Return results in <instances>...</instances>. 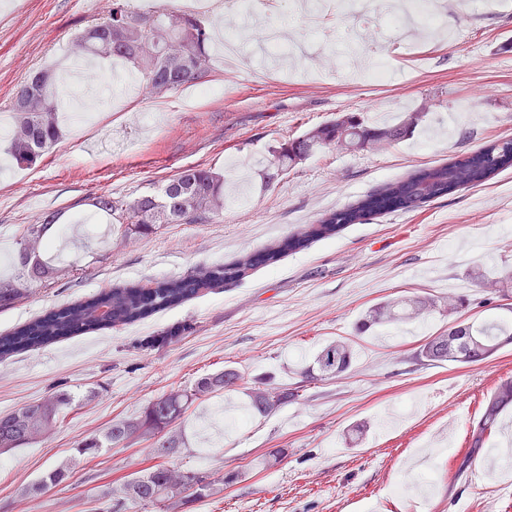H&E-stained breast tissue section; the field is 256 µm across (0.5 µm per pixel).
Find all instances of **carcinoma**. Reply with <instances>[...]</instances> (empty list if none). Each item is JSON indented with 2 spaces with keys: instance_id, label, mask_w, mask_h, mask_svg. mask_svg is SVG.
<instances>
[{
  "instance_id": "cac0c4a2",
  "label": "carcinoma",
  "mask_w": 512,
  "mask_h": 512,
  "mask_svg": "<svg viewBox=\"0 0 512 512\" xmlns=\"http://www.w3.org/2000/svg\"><path fill=\"white\" fill-rule=\"evenodd\" d=\"M208 41L204 22L194 14L181 10L135 12L126 0H113L109 16L78 35L76 52L87 57L119 58L130 63L137 70L145 91L159 95L186 84L200 83L208 76ZM18 91L25 93V97L21 105H12L18 125L11 138L10 154L19 166L30 168L40 162L61 134L56 121V92L50 71L41 69L31 74ZM424 117L422 112H410L399 124L386 127L368 126L356 115L324 123L274 150L273 162L265 172L266 182H273L323 146L340 143L352 151H369L398 142L407 137ZM501 142L500 146L490 143L449 163L427 166L406 178L392 181L356 204L333 211L318 223L300 228L275 247L211 266L198 276L161 281L149 288H109L88 300L52 309L16 331L1 335L0 357L38 350L73 335L136 323L180 305L203 289L238 282L250 271L273 265L284 254L330 238L352 224H364L367 212L382 215L399 209L413 211L459 189L482 186L497 172L512 166V138H503ZM94 206L126 225V232L139 235L152 233L158 224L206 223L224 210V175L211 168L189 167L168 179L158 195H144L126 203L100 196ZM54 223L52 216L43 224L27 228L18 242L19 265L31 281L56 278L57 268L44 260L33 246ZM25 292L26 289L14 282L0 281V307L15 303ZM434 308V300L422 296L379 302L366 311L357 330L363 333L377 325L420 318ZM189 330L188 325H178L160 336L148 337L144 345L170 344L180 340ZM450 332L466 338L455 351L448 350ZM510 344L512 324L497 319L478 322L460 315L448 323V329L428 337L420 346L418 357L427 362L466 366L485 361ZM353 357L352 344L336 341L321 350L316 363L321 375L337 377L348 369ZM239 380L238 373L224 370L199 379L190 389L174 388L150 403L136 420L114 421L103 434L82 441L76 448L78 456L93 457L105 444L112 446L124 442L127 431L134 427L143 430L144 439L151 441L152 457L158 460L143 473L101 490L96 495L100 504L98 512H121L128 502L147 510L162 508L175 498L198 500L206 496V491L213 486L208 475L177 470L167 462L180 448L181 437L176 426L196 400L218 391L232 390ZM248 396L255 413L265 417L296 400L298 393L290 389L254 388ZM71 404L70 395L58 390L38 401L1 413L0 448H21L50 433L62 409ZM510 405L511 378L501 381L486 401L456 474L469 468L495 430L502 412ZM68 478V467L53 468L36 484L26 488L23 495L34 498Z\"/></svg>"
}]
</instances>
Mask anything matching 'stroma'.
<instances>
[{
    "label": "stroma",
    "mask_w": 512,
    "mask_h": 512,
    "mask_svg": "<svg viewBox=\"0 0 512 512\" xmlns=\"http://www.w3.org/2000/svg\"><path fill=\"white\" fill-rule=\"evenodd\" d=\"M318 2L320 29L300 0H255L248 16L228 6L222 25L240 56L228 65L213 55L207 93L187 85L159 99L138 87L116 111L106 84L114 62L91 61V85L57 84L60 99L79 108L41 162L23 169L8 152L17 88L43 68L62 75L75 60L72 38L107 17L112 0H0V277L19 275L20 237L51 214L58 221L38 247L64 271L0 308V335L107 287L182 278L275 246L394 179L512 137V0L480 13L466 0H430L433 27L410 33L392 23L407 0H374L363 13L348 0ZM269 28L283 31L286 52L265 42ZM379 63L388 77L375 83ZM408 112L425 118L401 141L368 152L327 146L272 184L261 178L274 148L320 124L354 114L393 125ZM193 166L224 175V210L207 223L129 234L94 205L103 195L132 201ZM476 270L512 277V168L417 210L350 225L135 324L1 360L0 413L54 387L72 404L49 435L0 451V512H87L99 487L149 467L152 451L132 440L79 461L77 446L225 369L240 375V388L191 407L171 459L216 483L171 512H512V473L454 476L483 404L512 378V345L470 366L417 356L447 328L444 302L465 298L464 316L480 321L512 317ZM414 294L439 309L358 333L370 306ZM180 324L192 330L179 341L140 347ZM336 340L354 347L349 369L305 377ZM264 385L299 397L234 424L248 412V389ZM272 448L286 457L263 465ZM72 459L68 482L23 497ZM228 471L239 479L220 484Z\"/></svg>",
    "instance_id": "1"
}]
</instances>
